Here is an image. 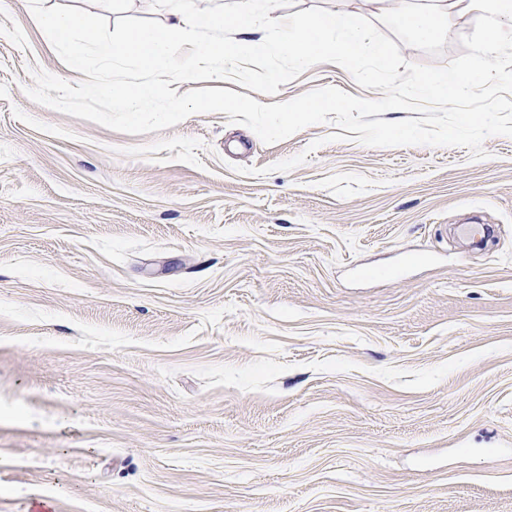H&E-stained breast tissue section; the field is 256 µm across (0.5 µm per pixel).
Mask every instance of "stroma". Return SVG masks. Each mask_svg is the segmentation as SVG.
Here are the masks:
<instances>
[{
	"instance_id": "35a3bbf8",
	"label": "stroma",
	"mask_w": 512,
	"mask_h": 512,
	"mask_svg": "<svg viewBox=\"0 0 512 512\" xmlns=\"http://www.w3.org/2000/svg\"><path fill=\"white\" fill-rule=\"evenodd\" d=\"M406 5L252 24L340 8L407 61L463 54L473 17L421 40ZM39 72L67 67L0 0V512H512V137L475 161L224 113L132 135L32 101ZM325 86L383 96L322 63L253 98Z\"/></svg>"
}]
</instances>
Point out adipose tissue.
Returning a JSON list of instances; mask_svg holds the SVG:
<instances>
[{"label":"adipose tissue","mask_w":512,"mask_h":512,"mask_svg":"<svg viewBox=\"0 0 512 512\" xmlns=\"http://www.w3.org/2000/svg\"><path fill=\"white\" fill-rule=\"evenodd\" d=\"M270 3L271 0H246L245 7L233 13L226 12L219 4L207 13L188 16L177 0H170L168 8L177 20L167 29L128 31L121 41L99 43L98 54L105 60L134 56L158 76H174L186 81L212 60L220 58L230 66L241 58L243 52L265 53L269 44L264 39L255 38L250 17L254 12L269 10ZM468 14L492 18L487 37L475 52L476 63L482 67L489 60L494 44L512 40V0H418L414 6L399 12L398 21L402 27L426 37L437 26L446 23L449 17ZM198 26L221 29L225 36L214 41H188V29ZM361 40L362 35L349 14L336 11L314 20L289 18L286 36L278 42L277 48L310 62L323 55H351ZM186 41L191 42V49L181 50V43ZM86 71L87 62L83 55H71L68 66L70 80L84 93H111L114 109L118 112H133L137 103L154 97L158 92L153 84L108 89L86 79Z\"/></svg>","instance_id":"ef3b65f1"}]
</instances>
